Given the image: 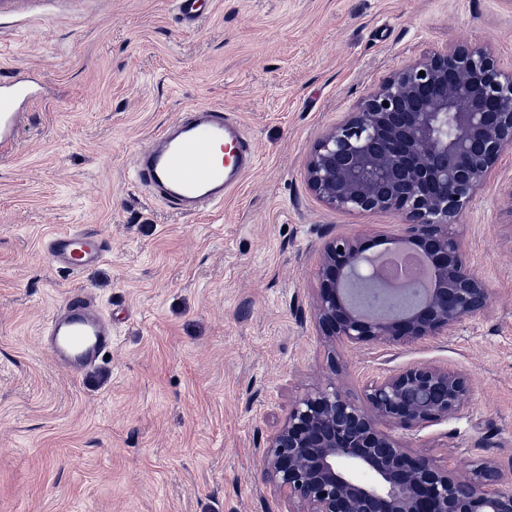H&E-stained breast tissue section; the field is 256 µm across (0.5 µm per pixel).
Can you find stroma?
I'll list each match as a JSON object with an SVG mask.
<instances>
[{"label":"stroma","instance_id":"1","mask_svg":"<svg viewBox=\"0 0 512 512\" xmlns=\"http://www.w3.org/2000/svg\"><path fill=\"white\" fill-rule=\"evenodd\" d=\"M453 42L512 69L507 0H208L184 27L171 0H0V70L26 77L0 154V512H288L263 477L268 436L307 390L430 364L471 400L410 448L512 475V151L458 218L491 290L450 335L324 343L319 255L337 236L391 235L308 188L311 147L408 61ZM233 112L258 151L223 205L177 213L133 182L136 152L186 107ZM98 227L110 251L78 276L43 238ZM80 288L112 313V348L60 370L39 329ZM341 370L332 373V361Z\"/></svg>","mask_w":512,"mask_h":512}]
</instances>
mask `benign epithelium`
Here are the masks:
<instances>
[{
  "label": "benign epithelium",
  "instance_id": "obj_1",
  "mask_svg": "<svg viewBox=\"0 0 512 512\" xmlns=\"http://www.w3.org/2000/svg\"><path fill=\"white\" fill-rule=\"evenodd\" d=\"M507 150L512 70L467 43L407 63L321 134L309 189L332 209L401 218L395 244L429 268L428 280L394 288L375 275L376 239L327 242L313 303L327 345L447 336L487 307L489 288L465 258L456 220ZM470 396L465 374L429 364L372 380L361 403L319 385L267 439L265 476L288 512H512V481L504 486L494 463L460 476L407 448L405 435L456 415Z\"/></svg>",
  "mask_w": 512,
  "mask_h": 512
}]
</instances>
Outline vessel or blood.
<instances>
[{
  "label": "vessel or blood",
  "mask_w": 512,
  "mask_h": 512,
  "mask_svg": "<svg viewBox=\"0 0 512 512\" xmlns=\"http://www.w3.org/2000/svg\"><path fill=\"white\" fill-rule=\"evenodd\" d=\"M31 92L23 78L0 80V152L13 146L17 101ZM257 159L255 143L222 108L194 106L159 131L136 155L134 182L181 214H199L222 205ZM48 262L68 273L97 264L107 252L95 228L61 231L43 243ZM41 343L56 365L78 376L112 347V316L85 292H70L41 331Z\"/></svg>",
  "instance_id": "b4317fda"
}]
</instances>
